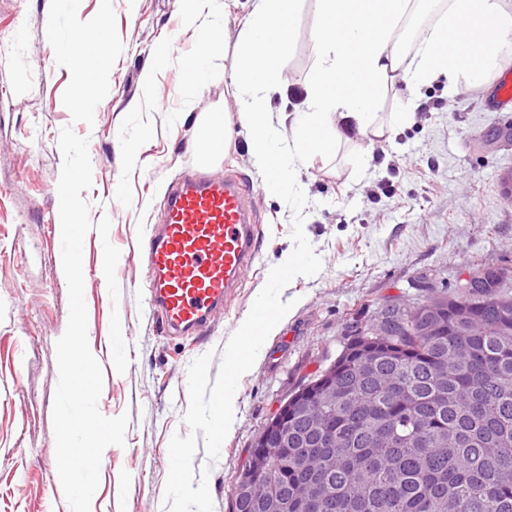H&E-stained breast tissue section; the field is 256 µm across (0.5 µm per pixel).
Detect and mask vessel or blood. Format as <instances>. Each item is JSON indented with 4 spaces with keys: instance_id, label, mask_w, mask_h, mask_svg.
Here are the masks:
<instances>
[{
    "instance_id": "1",
    "label": "vessel or blood",
    "mask_w": 512,
    "mask_h": 512,
    "mask_svg": "<svg viewBox=\"0 0 512 512\" xmlns=\"http://www.w3.org/2000/svg\"><path fill=\"white\" fill-rule=\"evenodd\" d=\"M258 242L250 189L239 177L194 172L173 185L162 224L144 241L151 299L166 330L205 331L228 309Z\"/></svg>"
}]
</instances>
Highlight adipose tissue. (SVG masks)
Returning a JSON list of instances; mask_svg holds the SVG:
<instances>
[{
  "label": "adipose tissue",
  "mask_w": 512,
  "mask_h": 512,
  "mask_svg": "<svg viewBox=\"0 0 512 512\" xmlns=\"http://www.w3.org/2000/svg\"><path fill=\"white\" fill-rule=\"evenodd\" d=\"M298 0H253L236 45L231 77L242 91L239 121L262 187L278 195L292 187L296 160L333 151L347 132L376 140L407 125L419 106V90L439 76L483 87L512 47V0H448L437 23L412 51H404L406 20L427 0H316L321 22L311 33L316 63L301 110L291 113L292 137L281 143L269 95L278 88L281 62L294 32ZM203 0H190L186 22L198 50L185 67L183 99L205 86L211 56L222 47ZM407 95L402 111L381 118L378 107L396 85Z\"/></svg>",
  "instance_id": "obj_1"
}]
</instances>
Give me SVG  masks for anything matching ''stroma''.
<instances>
[{
  "label": "stroma",
  "instance_id": "stroma-1",
  "mask_svg": "<svg viewBox=\"0 0 512 512\" xmlns=\"http://www.w3.org/2000/svg\"><path fill=\"white\" fill-rule=\"evenodd\" d=\"M123 52L93 124L72 122L62 102L70 81L47 39L50 0H0V512H70L59 480L53 429L58 381L56 342L69 315L59 266L60 132L88 138L93 182L83 197L91 221L109 217L108 237L90 230L83 252L87 335L103 371L98 402L107 417L128 415L124 446L100 466L94 512H168L164 488L173 435H189L187 373L197 357L222 351L267 281L270 265L293 250V212L267 195L244 131L227 155L206 154L199 132L207 112L239 123L230 85L234 46L249 0H212L223 50L211 59L202 92L183 101L184 58L197 51L183 0H112ZM319 16L300 0L299 32L283 62L273 112L302 107L316 60L310 41ZM167 58L157 62L156 51ZM156 68L153 85L143 74ZM484 88L439 78L420 90L412 123L390 139L357 133L335 153L302 165L308 204L304 232L322 260L320 272L295 277L282 292L294 306L238 383L235 418L216 461L197 450L195 471H208L213 512H232V492L252 445L291 392L324 371L357 330L394 304L452 295L473 267H512V111L492 112ZM181 113L174 121L173 113ZM139 143L129 164L119 139ZM205 169L242 178L252 191L260 249L228 311L209 331L169 334L153 308L141 251L162 221L164 196L184 173ZM121 252L119 301L98 275L103 241ZM119 312L127 344L125 372L113 366L110 318Z\"/></svg>",
  "mask_w": 512,
  "mask_h": 512
}]
</instances>
